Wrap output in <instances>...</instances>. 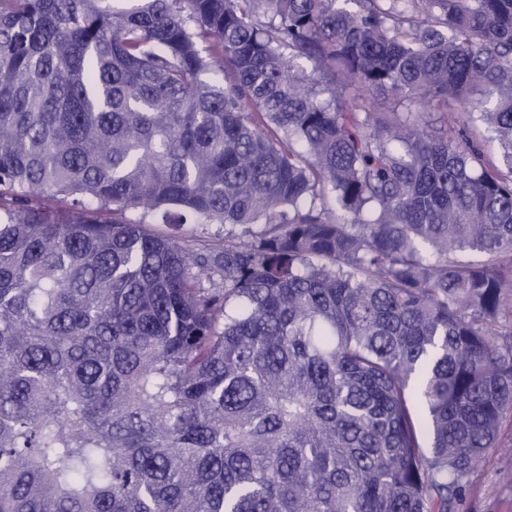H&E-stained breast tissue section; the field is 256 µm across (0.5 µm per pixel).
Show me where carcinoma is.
Listing matches in <instances>:
<instances>
[{
    "mask_svg": "<svg viewBox=\"0 0 512 512\" xmlns=\"http://www.w3.org/2000/svg\"><path fill=\"white\" fill-rule=\"evenodd\" d=\"M106 2L0 0V512H458L512 421V0ZM354 86L482 89L499 161ZM164 228L167 231L181 235L188 244H194L197 240L201 239L210 240L224 238L225 231V227L222 224H183L172 229L168 227Z\"/></svg>",
    "mask_w": 512,
    "mask_h": 512,
    "instance_id": "cac0c4a2",
    "label": "carcinoma"
}]
</instances>
